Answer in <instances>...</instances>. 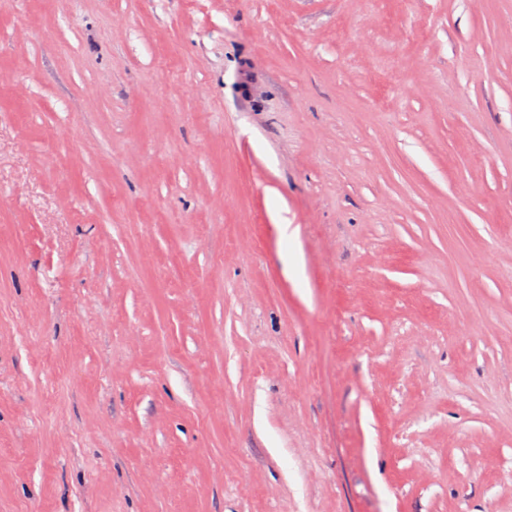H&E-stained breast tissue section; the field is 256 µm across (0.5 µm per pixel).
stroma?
<instances>
[{
  "mask_svg": "<svg viewBox=\"0 0 512 512\" xmlns=\"http://www.w3.org/2000/svg\"><path fill=\"white\" fill-rule=\"evenodd\" d=\"M1 198L0 512H512V0H0Z\"/></svg>",
  "mask_w": 512,
  "mask_h": 512,
  "instance_id": "stroma-1",
  "label": "stroma"
}]
</instances>
